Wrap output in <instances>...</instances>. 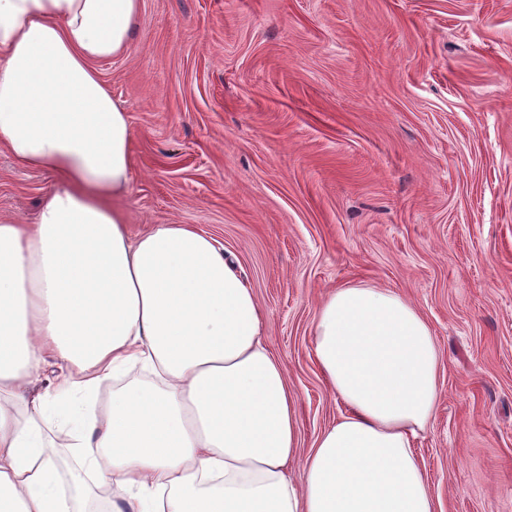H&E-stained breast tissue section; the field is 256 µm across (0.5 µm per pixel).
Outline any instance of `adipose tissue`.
<instances>
[{"mask_svg": "<svg viewBox=\"0 0 512 512\" xmlns=\"http://www.w3.org/2000/svg\"><path fill=\"white\" fill-rule=\"evenodd\" d=\"M140 9L0 0V149L54 178L37 223L0 219V512H437L413 444L439 357L406 298L322 302L314 356L345 411L302 456L233 260L185 224L130 235L131 125L96 64ZM132 365L154 384L124 385Z\"/></svg>", "mask_w": 512, "mask_h": 512, "instance_id": "adipose-tissue-1", "label": "adipose tissue"}]
</instances>
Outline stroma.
Masks as SVG:
<instances>
[{
	"instance_id": "obj_1",
	"label": "stroma",
	"mask_w": 512,
	"mask_h": 512,
	"mask_svg": "<svg viewBox=\"0 0 512 512\" xmlns=\"http://www.w3.org/2000/svg\"><path fill=\"white\" fill-rule=\"evenodd\" d=\"M97 69L130 119V234L188 224L236 257L301 452L341 409L322 301L387 288L442 359L414 448L442 512H512V0H142ZM51 184L0 151L1 216L34 223Z\"/></svg>"
}]
</instances>
